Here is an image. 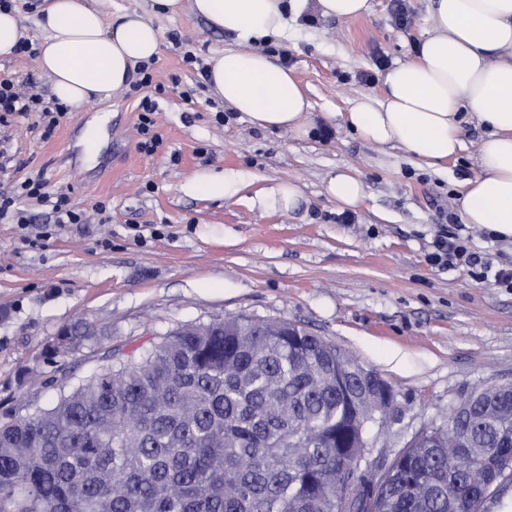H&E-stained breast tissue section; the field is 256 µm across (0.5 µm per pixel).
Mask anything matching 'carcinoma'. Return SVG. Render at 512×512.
Listing matches in <instances>:
<instances>
[{
  "label": "carcinoma",
  "instance_id": "carcinoma-1",
  "mask_svg": "<svg viewBox=\"0 0 512 512\" xmlns=\"http://www.w3.org/2000/svg\"><path fill=\"white\" fill-rule=\"evenodd\" d=\"M362 365L306 329L214 319L113 355L0 419V512H475L512 456V385L405 449L374 495L353 473ZM358 496L336 508L345 481Z\"/></svg>",
  "mask_w": 512,
  "mask_h": 512
}]
</instances>
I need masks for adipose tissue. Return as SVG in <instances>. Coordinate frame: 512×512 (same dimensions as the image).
Listing matches in <instances>:
<instances>
[{"label": "adipose tissue", "instance_id": "obj_1", "mask_svg": "<svg viewBox=\"0 0 512 512\" xmlns=\"http://www.w3.org/2000/svg\"><path fill=\"white\" fill-rule=\"evenodd\" d=\"M159 13L191 10L215 30L236 35L242 50L213 54L207 82L226 105L265 128L308 135L310 103L294 74L251 41L281 36L289 20L355 18L369 0H153ZM39 69L57 99L75 109L127 88L138 65L158 57L161 31L137 12L105 23L89 0H49ZM417 56L389 68L382 96H361L346 119L367 142L397 144L435 165L465 147L462 111L486 129L479 174L465 184L464 223L512 243V0H431Z\"/></svg>", "mask_w": 512, "mask_h": 512}]
</instances>
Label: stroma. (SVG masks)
<instances>
[{"instance_id": "1", "label": "stroma", "mask_w": 512, "mask_h": 512, "mask_svg": "<svg viewBox=\"0 0 512 512\" xmlns=\"http://www.w3.org/2000/svg\"><path fill=\"white\" fill-rule=\"evenodd\" d=\"M95 3L108 17L137 11L162 31L152 64L165 86L156 98L161 143L139 150L140 96L129 89L60 117L47 140L29 120L0 127V193L41 171L47 195H68L89 214L103 202L108 214L61 227L50 204L24 199L31 224L0 221V419L47 406L114 348L129 353L227 316L288 321L376 371L396 395L398 414L381 433L392 451L470 390L512 383V290L428 260L448 230L438 208L459 212L485 128L465 116V148L439 168L364 141L345 120L361 95L382 94L386 68L415 57L429 0H405L403 28L391 0H370L364 16L292 21L284 38L265 43L311 103L307 136L260 128L214 97L200 71L212 54L241 48L235 35L189 10L155 14L152 0ZM187 52L195 65L184 63ZM1 77L18 87L35 80L54 99L29 54L1 59ZM100 111L110 115L107 138L90 158L79 138ZM341 169L365 186L351 209L323 192ZM209 172L223 173L225 197L191 190ZM288 183L302 193L299 207L261 204ZM82 321L93 336L51 355L58 333Z\"/></svg>"}]
</instances>
